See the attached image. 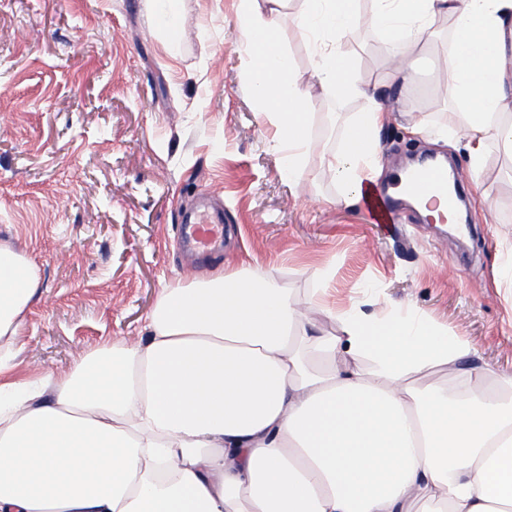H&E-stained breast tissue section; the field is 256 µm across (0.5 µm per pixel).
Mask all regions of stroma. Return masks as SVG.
Listing matches in <instances>:
<instances>
[{"instance_id": "obj_1", "label": "stroma", "mask_w": 512, "mask_h": 512, "mask_svg": "<svg viewBox=\"0 0 512 512\" xmlns=\"http://www.w3.org/2000/svg\"><path fill=\"white\" fill-rule=\"evenodd\" d=\"M238 8L181 0L183 39L171 54L156 0H0V244L22 247L41 281L0 381L63 376L107 340H139L162 289L188 266L209 274L244 259L309 300L313 332H336L333 312L355 303L369 313L410 306L469 341L474 365L511 371L512 281L501 265L512 246V153L490 144L475 182L462 143L443 146L471 203L462 248L410 208L386 224L369 206L338 203L320 155L290 183L266 146L275 125L249 82ZM297 8L286 0L280 31L316 140L328 107L342 130L367 102L335 100L314 81ZM434 31L419 67L423 98L402 99L379 132L383 179L422 142L410 120L434 131L432 113L458 111L431 75L451 49L447 20ZM385 41L361 29L342 44L379 100L393 95L381 82ZM198 193L224 209L207 262L180 232V207Z\"/></svg>"}]
</instances>
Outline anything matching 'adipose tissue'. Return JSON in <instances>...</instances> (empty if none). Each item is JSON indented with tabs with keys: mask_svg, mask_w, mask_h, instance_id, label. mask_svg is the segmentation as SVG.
Instances as JSON below:
<instances>
[{
	"mask_svg": "<svg viewBox=\"0 0 512 512\" xmlns=\"http://www.w3.org/2000/svg\"><path fill=\"white\" fill-rule=\"evenodd\" d=\"M314 76L340 99L366 87L342 38L366 26L401 46L384 83L409 93L435 21L452 48L436 80L466 120L473 176L488 143L512 149V0H299ZM283 0H241L255 96L289 177L314 152L304 93L278 21ZM379 103L358 113L329 165L340 202L381 174ZM40 287L0 245V337ZM309 333L294 298L240 263L162 290L137 342L115 339L56 379L0 384V512H512V372L470 368L471 344L415 310L349 308ZM370 367H363V360ZM447 370L462 395L419 387Z\"/></svg>",
	"mask_w": 512,
	"mask_h": 512,
	"instance_id": "1",
	"label": "adipose tissue"
}]
</instances>
